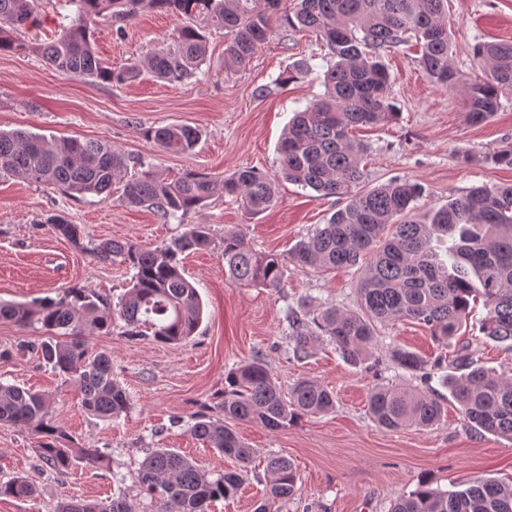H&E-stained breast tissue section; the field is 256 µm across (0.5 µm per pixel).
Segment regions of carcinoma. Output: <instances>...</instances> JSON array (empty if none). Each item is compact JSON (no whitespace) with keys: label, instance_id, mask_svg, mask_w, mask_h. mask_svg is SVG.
Returning a JSON list of instances; mask_svg holds the SVG:
<instances>
[{"label":"carcinoma","instance_id":"cac0c4a2","mask_svg":"<svg viewBox=\"0 0 512 512\" xmlns=\"http://www.w3.org/2000/svg\"><path fill=\"white\" fill-rule=\"evenodd\" d=\"M34 2L0 0V51L33 50L59 72L119 84L136 80L141 70L137 65H101L91 30L104 17L130 20L151 9L181 18L173 44L146 57L145 67L153 76L169 82L203 73L213 30L229 33L226 72L244 68L279 22L315 34L330 59L322 78L324 94L296 113L285 130L278 145V178L242 168L229 176L186 173L169 180L141 162L140 173L125 186V201L151 210L165 223L185 218L216 195L232 197L248 214L257 215L274 206L280 178L319 198L342 202L286 258L254 251L241 231L224 235V274L240 285L280 289L290 262L317 273L342 267L361 271L360 311L327 308L310 322L292 313V351L298 359L307 358L320 337L327 336L345 361L355 365L368 355L376 324L399 319L422 324L435 341L447 344L479 301L486 310L480 333L508 343L512 351V185L474 187L420 213L417 202L424 187L417 181L365 186L369 147L352 137L357 127L397 116L381 52L413 41L430 81L450 88L462 82L448 31V0H293L284 16L277 14L281 0H71L75 13L70 22L52 41L31 48L15 34L40 25ZM473 54L483 76L467 86L465 112L477 125L489 121L501 97L512 93V43H480ZM147 137L169 154H188L199 133L191 126L169 125L148 131ZM489 158L512 167V143L502 144ZM130 162L125 153L97 141H49L25 131H0L1 173L69 195H110ZM47 223L99 261L132 271L131 287L115 304L87 288H68L55 298L31 303L0 301V321L46 331L49 337L36 346L39 357L61 378L79 385L88 414L116 419L127 412L129 395L112 373L111 355L88 354L84 337L109 334L121 320L130 337L150 336L164 344L189 340L203 320L204 306L182 260L211 246L210 225L190 224L170 242L151 248L117 239L86 246L80 225L60 215L48 217ZM392 361L413 375H429L427 362L413 351L396 348ZM456 369L461 374L444 376L443 385L459 405L464 425L476 434L512 441V378L492 374L467 354L457 355ZM51 403L48 394L0 382V424L38 434V456L46 466L59 472L78 465L106 468L99 449L73 446L71 435L49 417ZM333 407V393L314 380H299L285 392L261 358L238 363L224 372L218 414L194 416L190 431L214 451L236 458L239 470L214 477L174 449L153 448L136 473L147 505L138 507L120 491L105 501L67 500L57 512H209L212 501L237 495L254 456L231 423L276 431ZM368 411L390 431L431 427L444 414L439 396L397 385L375 388ZM265 471V496L254 512H278L276 504L296 492L297 471L284 456L268 457ZM35 493L23 476L0 480V498H31ZM390 512H512V484L476 478L464 488L442 491L422 477L415 489L392 501Z\"/></svg>","mask_w":512,"mask_h":512}]
</instances>
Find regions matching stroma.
<instances>
[{
	"label": "stroma",
	"instance_id": "1",
	"mask_svg": "<svg viewBox=\"0 0 512 512\" xmlns=\"http://www.w3.org/2000/svg\"><path fill=\"white\" fill-rule=\"evenodd\" d=\"M180 24L177 17L145 11L120 24L109 19L97 23L91 41L105 64H139L147 53L169 47ZM448 30L464 84L448 89L431 83L413 47L384 52L400 114L391 123L354 132L369 146L367 184L420 182L425 188L418 202L422 208L444 204L474 186L512 183V168L484 159L500 144L512 142V94L502 98L487 123L469 124L464 112V85L481 75L472 49L479 43L512 41V0H448ZM227 39L226 32L211 33L207 75L183 83L145 73L116 84L60 73L35 54L0 51V130L100 141L151 164L164 177L225 175L245 167L274 174L282 131L296 111L322 94L320 78L328 61L314 38L281 25L244 69L228 73ZM300 61L307 62V71L277 87L280 74ZM170 124L200 131L191 153L169 154L146 138V130ZM466 153L472 161H463ZM124 185V179H117L107 198L70 196L0 175V301L32 302L74 287L116 301L129 289L131 274L124 266L98 261L55 233L46 223L49 216L59 214L80 225L89 241L112 238L151 247L169 242L187 225L208 224L215 248L184 261L205 305L204 320L182 344L124 336L121 321L110 334L86 337L89 353L111 354L112 369L130 396L127 413L109 425L86 414L77 384L63 382L35 353L34 344L45 337L40 327L0 322V349L20 352L0 363V381L52 394L51 418L75 443L101 449L111 460L107 472L79 466L59 473L39 460L33 432L0 425V478L21 475L37 488L33 499L0 498V512H55L62 501H100L116 488L139 501L134 474L152 448L177 449L214 474L234 469L235 461L195 439L190 425L197 412L216 413L225 370L255 357L266 362L282 388L301 379L328 386L336 406L278 431L236 422L238 436L256 452L254 472L235 498L214 502L211 512H254L265 495L264 460L270 455L288 457L299 476L297 493L281 512H388L391 500L412 490L424 475L444 490L478 476L512 481V442L464 426L458 404L442 383L454 370L455 349L433 340L423 326L409 320L378 326L374 357L359 366L345 362L324 342L307 359L294 358L290 311L313 317L331 306L357 310L360 270L342 268L322 276L292 266L278 290L225 277L218 248L225 232L244 231L256 250L283 254L327 222L339 207L336 199L318 200L311 190L284 182L276 204L260 215H248L227 197L209 201L185 221L164 224L150 210L122 203ZM484 314L483 307L474 309L460 341L474 363L512 377V352L478 333ZM397 346L433 362L428 379L392 363L390 352ZM388 383L437 393L443 422L427 429L378 427L368 413L369 395L373 387Z\"/></svg>",
	"mask_w": 512,
	"mask_h": 512
}]
</instances>
